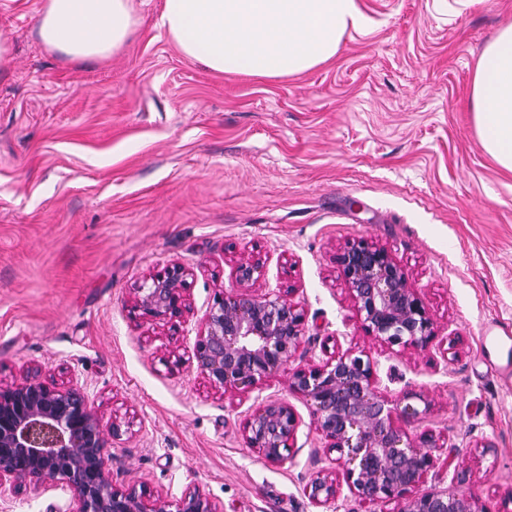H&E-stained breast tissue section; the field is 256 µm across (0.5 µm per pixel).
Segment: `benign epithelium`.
Segmentation results:
<instances>
[{
    "mask_svg": "<svg viewBox=\"0 0 512 512\" xmlns=\"http://www.w3.org/2000/svg\"><path fill=\"white\" fill-rule=\"evenodd\" d=\"M265 260L241 253L232 260L233 288L208 305L189 350V364L209 385L240 404L251 399L242 426L246 447L278 464L293 447L299 418L284 400L262 396L265 382L288 371V389L306 399L327 451L338 456L315 472L304 495L318 508L336 503L342 487L368 505L397 503L398 512H479L465 479L448 487H425L442 448L426 431L418 439L396 424L423 421L408 393L392 400L378 387V360L351 352L315 362L302 346L305 314L293 288L261 285ZM339 276L363 329L389 351H426L435 323L406 268L377 243L359 241L336 254ZM189 269L175 263L133 289L132 312L173 333L194 309L186 288ZM121 422H104L76 375L47 381L29 366L21 381L0 384V500L48 492L64 501L58 512H221L193 483L158 506L144 489L113 484L109 441Z\"/></svg>",
    "mask_w": 512,
    "mask_h": 512,
    "instance_id": "7a95c632",
    "label": "benign epithelium"
}]
</instances>
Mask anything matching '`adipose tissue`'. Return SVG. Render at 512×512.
Wrapping results in <instances>:
<instances>
[{"instance_id": "adipose-tissue-1", "label": "adipose tissue", "mask_w": 512, "mask_h": 512, "mask_svg": "<svg viewBox=\"0 0 512 512\" xmlns=\"http://www.w3.org/2000/svg\"><path fill=\"white\" fill-rule=\"evenodd\" d=\"M135 24L133 0H45L38 35L68 59H103L128 42ZM156 24L214 72L280 78L328 62L346 34L369 22L357 0H163ZM472 111L482 146L512 172V24L478 60Z\"/></svg>"}]
</instances>
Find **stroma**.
<instances>
[{
  "label": "stroma",
  "instance_id": "1",
  "mask_svg": "<svg viewBox=\"0 0 512 512\" xmlns=\"http://www.w3.org/2000/svg\"><path fill=\"white\" fill-rule=\"evenodd\" d=\"M42 3L0 0V383L74 370L104 417L131 423L110 449L117 487L155 498L194 480L223 512H317L303 488L329 461L287 372L264 392L300 425L272 465L243 443L246 406L170 368L164 328L131 312L132 288L180 263L196 332L232 258L254 251L267 286L295 288L305 337L378 357L389 398L430 399L423 426L446 446L427 484L462 471L481 512H512V173L471 112L512 0H358L365 33L276 79L185 58L155 25L161 0H135L120 53L72 61L40 40ZM360 240L420 288L427 351L392 354L363 329L336 266Z\"/></svg>",
  "mask_w": 512,
  "mask_h": 512
}]
</instances>
